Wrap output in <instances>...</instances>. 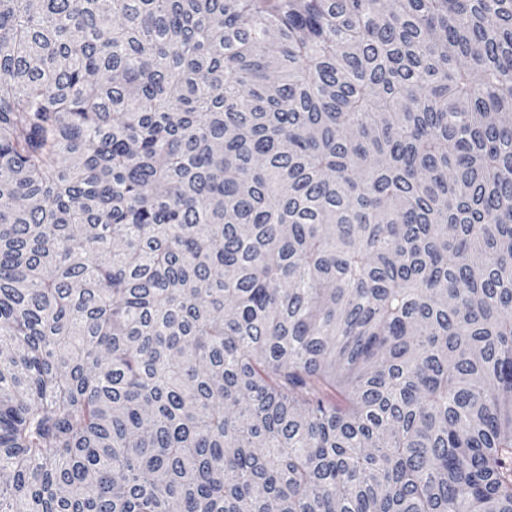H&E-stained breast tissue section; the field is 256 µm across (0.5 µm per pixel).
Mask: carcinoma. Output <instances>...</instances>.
<instances>
[{"label": "carcinoma", "mask_w": 512, "mask_h": 512, "mask_svg": "<svg viewBox=\"0 0 512 512\" xmlns=\"http://www.w3.org/2000/svg\"><path fill=\"white\" fill-rule=\"evenodd\" d=\"M512 512V0H0V512Z\"/></svg>", "instance_id": "cac0c4a2"}]
</instances>
